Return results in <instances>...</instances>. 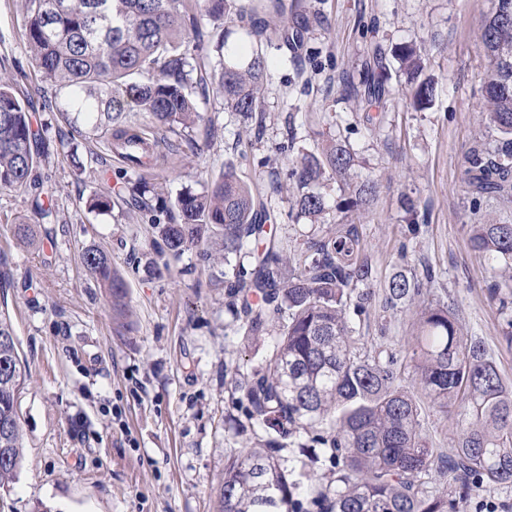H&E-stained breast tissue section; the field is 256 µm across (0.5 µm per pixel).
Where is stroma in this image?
I'll return each mask as SVG.
<instances>
[{"mask_svg": "<svg viewBox=\"0 0 512 512\" xmlns=\"http://www.w3.org/2000/svg\"><path fill=\"white\" fill-rule=\"evenodd\" d=\"M24 0H0V73L16 80L34 126L51 120L53 143L38 192H0V298L29 379L19 399L24 459L0 512H217L227 459L264 446L240 403V383L267 350L263 340L229 335L224 287L195 250L168 268H149L155 236L130 205L89 212L84 201L136 176L106 142L80 144L75 168L59 141L67 126L52 120L53 93L34 73L23 34ZM312 31L295 58L269 50L263 91L265 132L255 138L241 115L216 95L198 97L205 121L193 132L202 150L154 179L168 198L202 190L234 163L259 194L272 172L286 173L302 153L329 138L346 141L358 163L354 181L373 178L378 192L359 226L375 296L362 334L395 348L414 338L412 312L383 306L397 270H433L427 298L448 305L465 333L483 338L512 384V348L502 341L505 316L488 295L512 273L474 254L467 227L491 217L512 224V202L473 204L462 180L466 157L482 143V18L493 0H303ZM424 42V74L434 80L432 107L409 105L410 83L397 47ZM380 48L392 96L364 106L347 78ZM288 152H280L283 141ZM425 222L410 230L402 195ZM53 210L33 220L38 244L17 240L12 224L31 218L34 201ZM106 252L126 282L127 312L86 272L82 254Z\"/></svg>", "mask_w": 512, "mask_h": 512, "instance_id": "1", "label": "stroma"}]
</instances>
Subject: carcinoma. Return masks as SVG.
Segmentation results:
<instances>
[{"label":"carcinoma","mask_w":512,"mask_h":512,"mask_svg":"<svg viewBox=\"0 0 512 512\" xmlns=\"http://www.w3.org/2000/svg\"><path fill=\"white\" fill-rule=\"evenodd\" d=\"M481 22L486 75L488 138L470 151L462 174L474 201L512 199V0H496ZM273 10L281 25L261 42L264 30L241 26L231 43L220 37L209 71L197 74L190 62L188 28L201 21H233ZM309 30L297 0H24L23 35L32 66L54 90L51 112L71 126L76 140L104 139L134 172L160 163L144 129L122 119L134 109L149 113L153 137L169 135L204 120L193 89L212 84L224 106L264 124L261 89L268 79L267 47L294 49L290 21ZM429 49L411 41L401 47L399 67L416 76ZM380 51L364 66L356 97L366 104L391 96ZM432 81L411 87L414 108H430ZM49 155L46 140L33 131L29 111L0 77V191L36 185V170ZM356 165L347 143L334 138L307 151L289 179L296 193L289 214L295 220L331 224L300 247L292 266L283 240L273 230V181L261 197L232 165L200 192L186 189L167 202L139 178L143 188L130 200L155 229L156 254L169 261L199 249L208 267L224 265L225 307L233 333L256 340L270 322L279 335L243 387L252 427L276 437L265 448H246L228 461L220 488L219 512H308L300 492L318 512H460L479 488L512 487V387L502 378L483 340L466 336L453 312L424 300L425 283L412 271L388 281L384 308L417 307L418 333L400 349L366 344L356 336L370 317L372 267L357 223L375 196L371 180L350 182ZM335 181L342 199L331 210L324 188ZM124 193L90 196L89 211L109 212ZM470 249L512 269V224L488 220L470 224ZM88 274L122 307L123 276L107 253L89 247L82 255ZM418 379L424 397L457 411L455 454L445 458L429 445L415 395L401 385L406 371ZM26 383L10 318L0 312V490L10 487L23 462L18 402ZM321 426L309 455L275 454L280 440ZM330 463L325 487L310 466Z\"/></svg>","instance_id":"cac0c4a2"}]
</instances>
